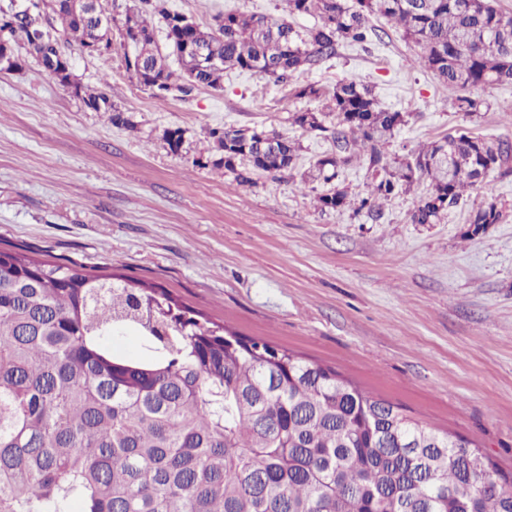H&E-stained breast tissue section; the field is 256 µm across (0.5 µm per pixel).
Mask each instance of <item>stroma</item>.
<instances>
[{"label": "stroma", "mask_w": 512, "mask_h": 512, "mask_svg": "<svg viewBox=\"0 0 512 512\" xmlns=\"http://www.w3.org/2000/svg\"><path fill=\"white\" fill-rule=\"evenodd\" d=\"M199 24L234 9L283 19L281 0H171ZM76 82L105 92L131 126L48 77L18 46L23 67L0 72V248L74 262L93 274L144 279L232 330L331 367L370 395L442 432L462 435L512 475V174L492 171L484 190L438 224L410 215L425 184L392 197L380 219L360 210L370 177L362 164L333 184L307 177L330 140L294 126L316 109L266 77L232 71L224 88L161 102L127 73L119 54L88 55L66 42ZM397 30L366 48L341 46L297 82L354 78L406 123L386 145L401 158L459 129L512 141V84L481 90L468 116L453 95L414 66ZM277 131L299 143L293 169L237 184L214 167L218 127ZM184 141L170 151L167 131ZM340 209L321 208L330 186ZM500 223L476 227L485 194Z\"/></svg>", "instance_id": "35a3bbf8"}]
</instances>
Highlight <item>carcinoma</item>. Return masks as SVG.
<instances>
[{
	"mask_svg": "<svg viewBox=\"0 0 512 512\" xmlns=\"http://www.w3.org/2000/svg\"><path fill=\"white\" fill-rule=\"evenodd\" d=\"M293 16H312L301 32L265 15L227 11L214 25L180 24L168 0H140L118 26L120 51L138 82L165 101L170 87L224 88V72L265 74L297 99L324 100L323 110L297 111L294 124L325 134L334 150L311 171L330 182L361 148L372 180L360 208L429 181L411 221L437 224L466 190L512 159V143L446 135L392 165L386 140L404 115L379 107L354 78L326 86L291 83L318 68L342 43L365 46L386 31L383 18L419 48L414 63L458 92L467 114L484 101L473 91L512 84V12L497 0H284ZM0 0V45L10 47L0 71L22 67L23 43L44 70L61 52L47 13L81 51L93 41L114 47L108 4L75 16L69 0H37L15 11ZM158 19L156 40L145 14ZM175 57L180 69L168 64ZM112 123L130 120L108 96L61 82ZM219 163L239 183L246 173L295 166L299 147L275 131L228 127L210 132ZM321 206L341 208L334 189ZM500 202L470 214L496 224ZM134 332L152 357L127 358L109 344ZM476 458L467 472L460 461ZM479 448L438 432L377 399L335 369L262 338L245 337L144 281L94 275L68 264L0 248V512H512V480Z\"/></svg>",
	"mask_w": 512,
	"mask_h": 512,
	"instance_id": "carcinoma-1",
	"label": "carcinoma"
}]
</instances>
